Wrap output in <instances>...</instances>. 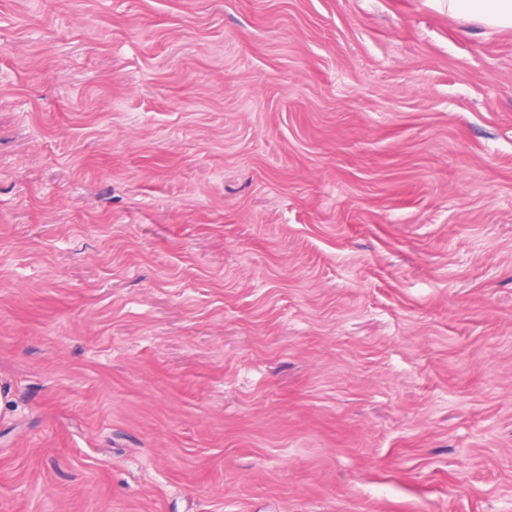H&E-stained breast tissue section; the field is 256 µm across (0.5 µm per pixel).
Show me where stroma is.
I'll return each instance as SVG.
<instances>
[{
	"mask_svg": "<svg viewBox=\"0 0 512 512\" xmlns=\"http://www.w3.org/2000/svg\"><path fill=\"white\" fill-rule=\"evenodd\" d=\"M0 512H512V30L0 0Z\"/></svg>",
	"mask_w": 512,
	"mask_h": 512,
	"instance_id": "1",
	"label": "stroma"
}]
</instances>
